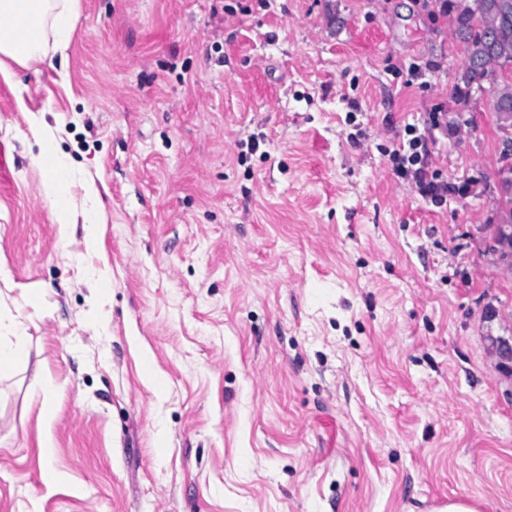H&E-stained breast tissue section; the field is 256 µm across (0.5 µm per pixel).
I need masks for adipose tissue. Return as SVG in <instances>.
I'll list each match as a JSON object with an SVG mask.
<instances>
[{
	"label": "adipose tissue",
	"instance_id": "ef3b65f1",
	"mask_svg": "<svg viewBox=\"0 0 512 512\" xmlns=\"http://www.w3.org/2000/svg\"><path fill=\"white\" fill-rule=\"evenodd\" d=\"M78 0H0V80L15 84V66L52 64L56 53L71 41ZM31 132L39 145L38 159L46 165L44 197L52 205L53 220L68 231L75 216H82L87 244H95L101 230L100 213L81 212L70 194L76 170L67 154L50 138L40 120H32Z\"/></svg>",
	"mask_w": 512,
	"mask_h": 512
}]
</instances>
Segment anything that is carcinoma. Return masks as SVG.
I'll return each mask as SVG.
<instances>
[{
	"mask_svg": "<svg viewBox=\"0 0 512 512\" xmlns=\"http://www.w3.org/2000/svg\"><path fill=\"white\" fill-rule=\"evenodd\" d=\"M448 8L465 49L461 81L467 87L487 83L495 88L512 71V0H448ZM492 110L500 129H512L511 97L495 98Z\"/></svg>",
	"mask_w": 512,
	"mask_h": 512,
	"instance_id": "1",
	"label": "carcinoma"
}]
</instances>
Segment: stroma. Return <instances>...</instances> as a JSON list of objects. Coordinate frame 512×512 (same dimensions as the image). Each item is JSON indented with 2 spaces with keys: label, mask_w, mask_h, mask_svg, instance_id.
Segmentation results:
<instances>
[{
  "label": "stroma",
  "mask_w": 512,
  "mask_h": 512,
  "mask_svg": "<svg viewBox=\"0 0 512 512\" xmlns=\"http://www.w3.org/2000/svg\"><path fill=\"white\" fill-rule=\"evenodd\" d=\"M78 2L65 58L0 80V512H512V156L453 16ZM35 115L94 247L59 239ZM411 125L443 201L392 171ZM0 336V372L11 369L26 356L25 336L15 333V336Z\"/></svg>",
  "instance_id": "stroma-1"
}]
</instances>
